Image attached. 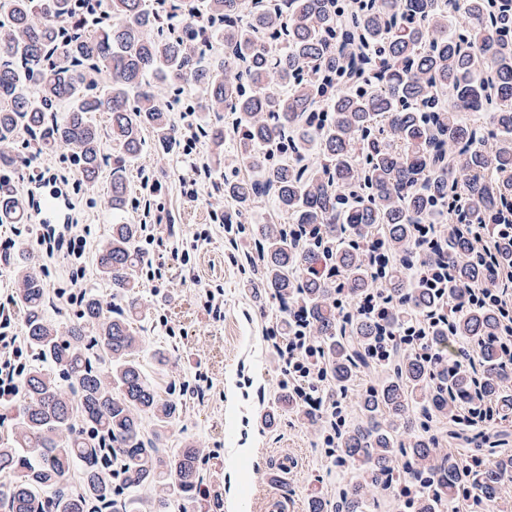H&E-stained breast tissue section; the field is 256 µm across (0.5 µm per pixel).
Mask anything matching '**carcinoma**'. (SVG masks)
Listing matches in <instances>:
<instances>
[{
	"label": "carcinoma",
	"mask_w": 512,
	"mask_h": 512,
	"mask_svg": "<svg viewBox=\"0 0 512 512\" xmlns=\"http://www.w3.org/2000/svg\"><path fill=\"white\" fill-rule=\"evenodd\" d=\"M339 0H0V215L22 208L14 177L33 150L71 152L79 182L92 185L106 161L92 120L111 114L118 155L112 168V236L97 253L111 299L87 292L59 329L44 314L46 286L16 269L13 297L28 352L22 393L10 403L11 437L0 444V512H102L112 501L113 471L129 495L121 512H173L205 500L200 449L163 448L182 402L163 399L136 353L135 320L151 316L138 271L142 225L123 219L122 176L152 133L166 154L185 151L174 112L234 115L237 165L224 173L229 210L242 213L262 196L276 208L249 228L244 243L264 264L254 287L286 303L299 300L320 338V360L341 391L368 363L372 345L408 314L448 306L431 336L449 348L472 344L481 371L432 368L420 355L392 359L391 375L367 388L360 421L336 432L339 460L359 476L334 512H363L364 489H398L411 512H447L466 493L483 509L499 505L512 454L483 457L491 435L484 419L507 420L512 371L496 336L512 322L493 295L472 300L491 273L512 269V237L490 236L472 252L477 229L512 213V0H358L343 23ZM466 24L448 32L445 14ZM454 108L442 105L444 93ZM471 112L464 118L460 112ZM220 121L199 126L215 150ZM453 211L459 224L445 241L421 245L413 225ZM427 263L451 275L448 297L410 281ZM336 266L339 282L326 276ZM392 301L383 320L338 326L336 292L359 300L377 285ZM287 411L316 414L285 393ZM425 419L474 428L471 460L434 457ZM405 466H393L396 455Z\"/></svg>",
	"instance_id": "obj_1"
}]
</instances>
